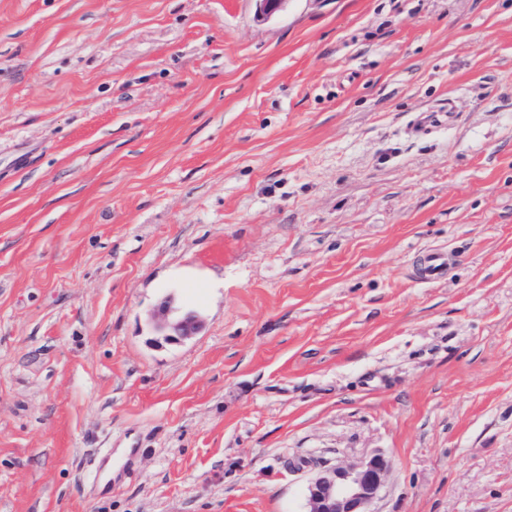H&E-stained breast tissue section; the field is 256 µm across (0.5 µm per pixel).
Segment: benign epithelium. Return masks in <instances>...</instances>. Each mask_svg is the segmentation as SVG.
Instances as JSON below:
<instances>
[{
    "label": "benign epithelium",
    "instance_id": "1",
    "mask_svg": "<svg viewBox=\"0 0 512 512\" xmlns=\"http://www.w3.org/2000/svg\"><path fill=\"white\" fill-rule=\"evenodd\" d=\"M174 302V295L167 294L150 314L157 336L168 344H180L197 335L202 327L195 310L170 317ZM387 471V461L381 455L353 466H324L306 487L304 512H371Z\"/></svg>",
    "mask_w": 512,
    "mask_h": 512
}]
</instances>
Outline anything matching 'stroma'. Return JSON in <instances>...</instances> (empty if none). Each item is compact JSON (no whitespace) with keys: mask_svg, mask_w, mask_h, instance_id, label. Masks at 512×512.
<instances>
[{"mask_svg":"<svg viewBox=\"0 0 512 512\" xmlns=\"http://www.w3.org/2000/svg\"><path fill=\"white\" fill-rule=\"evenodd\" d=\"M374 455L373 512H512V0H0V512ZM424 279L436 282L448 275V254L443 250L433 249L423 255L420 266ZM174 302V295L167 294L150 314L157 336L168 344H180L197 335L202 327V319L195 310L187 309L180 316L170 318Z\"/></svg>","mask_w":512,"mask_h":512,"instance_id":"1","label":"stroma"}]
</instances>
